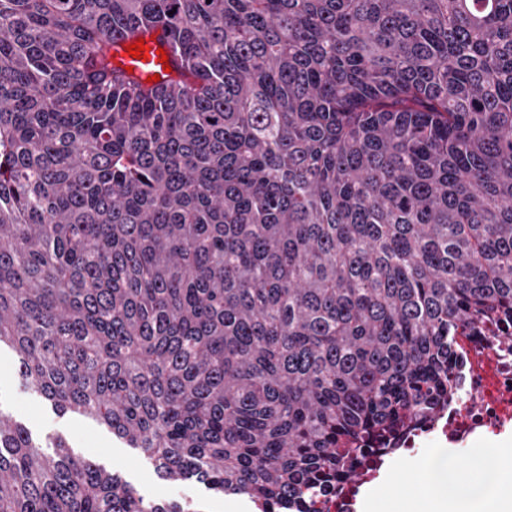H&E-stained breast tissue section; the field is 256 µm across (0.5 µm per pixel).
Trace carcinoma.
Wrapping results in <instances>:
<instances>
[{
    "label": "carcinoma",
    "mask_w": 512,
    "mask_h": 512,
    "mask_svg": "<svg viewBox=\"0 0 512 512\" xmlns=\"http://www.w3.org/2000/svg\"><path fill=\"white\" fill-rule=\"evenodd\" d=\"M158 30L147 87L111 43ZM512 318V0H0V344L164 482H348ZM0 414V512H204Z\"/></svg>",
    "instance_id": "obj_1"
}]
</instances>
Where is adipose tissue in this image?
Instances as JSON below:
<instances>
[{
  "instance_id": "1",
  "label": "adipose tissue",
  "mask_w": 512,
  "mask_h": 512,
  "mask_svg": "<svg viewBox=\"0 0 512 512\" xmlns=\"http://www.w3.org/2000/svg\"><path fill=\"white\" fill-rule=\"evenodd\" d=\"M479 466L476 477H467L447 450H435L421 465L427 494L446 503L448 512H484L485 508L511 502L512 488L502 478L500 449H492Z\"/></svg>"
}]
</instances>
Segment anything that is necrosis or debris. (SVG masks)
Returning <instances> with one entry per match:
<instances>
[{
    "mask_svg": "<svg viewBox=\"0 0 512 512\" xmlns=\"http://www.w3.org/2000/svg\"><path fill=\"white\" fill-rule=\"evenodd\" d=\"M452 349L456 395L399 437L398 447L407 457L436 448L466 450L476 436L494 448L512 435V322L491 314L478 327L458 328ZM386 465L383 455L367 459L358 482L315 492L304 512H357L365 491L385 476Z\"/></svg>",
    "mask_w": 512,
    "mask_h": 512,
    "instance_id": "4bbe7bcc",
    "label": "necrosis or debris"
}]
</instances>
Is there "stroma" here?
Instances as JSON below:
<instances>
[{
  "label": "stroma",
  "mask_w": 512,
  "mask_h": 512,
  "mask_svg": "<svg viewBox=\"0 0 512 512\" xmlns=\"http://www.w3.org/2000/svg\"><path fill=\"white\" fill-rule=\"evenodd\" d=\"M14 360L13 352L1 345L0 414L24 424L40 444L49 445L58 436L65 438L75 452L94 458L108 470L119 473L144 498L192 500L202 504L205 512H240L242 500L223 499L193 481L165 483L139 450L117 441L91 420L53 412L38 395L17 381ZM390 475L400 479L402 490L399 495L382 498L378 512H443L442 506L424 493L413 461L394 455Z\"/></svg>",
  "instance_id": "1"
}]
</instances>
